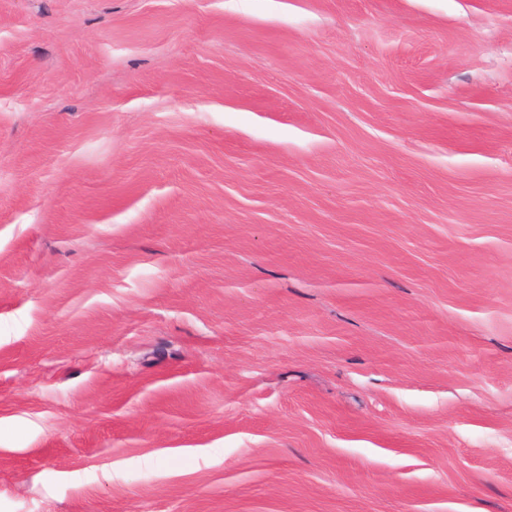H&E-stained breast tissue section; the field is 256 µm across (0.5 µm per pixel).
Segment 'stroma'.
<instances>
[{"label": "stroma", "mask_w": 512, "mask_h": 512, "mask_svg": "<svg viewBox=\"0 0 512 512\" xmlns=\"http://www.w3.org/2000/svg\"><path fill=\"white\" fill-rule=\"evenodd\" d=\"M0 512H512V0H0Z\"/></svg>", "instance_id": "stroma-1"}]
</instances>
